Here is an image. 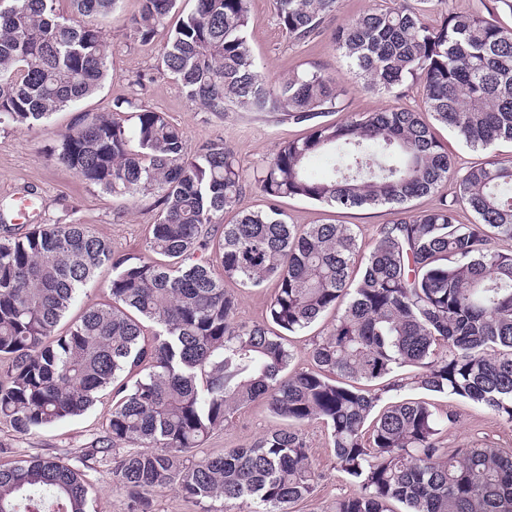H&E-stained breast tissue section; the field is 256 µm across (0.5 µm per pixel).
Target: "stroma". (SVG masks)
<instances>
[{"mask_svg":"<svg viewBox=\"0 0 512 512\" xmlns=\"http://www.w3.org/2000/svg\"><path fill=\"white\" fill-rule=\"evenodd\" d=\"M381 0H339L336 13L326 19L319 35L306 43L289 38L281 27L274 0H251V24L248 42L257 63L270 79L278 80L296 71L319 69L336 77L342 89V112L326 114L329 122L341 114L369 112L392 104L421 112L425 106L417 88L406 87L398 96L376 95L361 90L346 72L345 59L332 43V33ZM140 0H121L118 10L105 29L110 70L103 88L95 96L81 101L77 109L57 113L48 123L33 128H0V204L12 202L24 188L39 196V220L44 224L77 221L90 226L106 240L117 255L143 254V241L152 223L153 199L143 197L128 204L101 193L81 181L72 171L49 156V148L78 112H101L117 97H135L147 108L166 113L182 129L189 150L202 144L221 141L230 147L245 172L264 165L284 142L300 138L306 125L277 114L227 112L221 115L188 100L181 87L158 73L164 37L153 43L134 41L131 21L137 15ZM281 207L292 224L355 225L361 248H369L382 224L391 214L384 207L341 209L304 199L285 198ZM431 403L439 412H453L457 424L450 429L448 447L476 445L484 448H512V425L504 424L484 408L448 395H434ZM113 404V392L100 391L95 404L83 415L23 435L0 425V464L19 456H61L77 461L102 432V425ZM278 419L260 404L243 408L233 421L214 432L202 447V454H219L224 449L251 443L277 427ZM319 480L311 498L297 505V512H326L336 499L357 493L335 468L328 446L327 429L314 421L301 428ZM91 487V512H128V499L112 476L111 464L88 470Z\"/></svg>","mask_w":512,"mask_h":512,"instance_id":"obj_1","label":"stroma"}]
</instances>
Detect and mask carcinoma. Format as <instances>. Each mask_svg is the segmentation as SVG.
Here are the masks:
<instances>
[{
  "label": "carcinoma",
  "mask_w": 512,
  "mask_h": 512,
  "mask_svg": "<svg viewBox=\"0 0 512 512\" xmlns=\"http://www.w3.org/2000/svg\"><path fill=\"white\" fill-rule=\"evenodd\" d=\"M0 0V126L45 123L103 87L102 22L120 0ZM177 0H142L132 22L151 42ZM296 42L319 34L338 0H275ZM449 7L428 20L409 0L371 7L332 34L348 74L378 94L407 83L429 118L398 106L348 115L335 77L320 70L268 79L252 56L250 0H194L169 35L162 72L210 112H266L309 125L253 173L264 208L240 210L246 179L222 142L188 151L166 113L134 97L82 112L51 156L82 181L127 202L155 197L144 260L115 256L85 224L24 233L0 211V422L26 434L84 414L114 391L104 435L74 466L25 457L0 464V512H89L85 470L113 457L129 512H153L172 488L205 506L289 512L318 473L298 428L326 424L336 469L359 491L330 512H512V450L448 448L456 423L406 390L481 405L512 425V0ZM451 129L483 162L459 167L434 135ZM326 156L327 177L309 171ZM433 208L409 203L434 195ZM338 208L390 207L369 252L349 224L287 222L280 199ZM472 220H460V212ZM233 211L235 220L224 223ZM224 225L215 241L208 228ZM104 266L109 300L60 321ZM273 285L265 320H238L227 288ZM310 366L292 370L287 337L327 312ZM260 403L286 424L253 443L198 457L237 412ZM125 449L118 456L116 451Z\"/></svg>",
  "instance_id": "carcinoma-1"
}]
</instances>
